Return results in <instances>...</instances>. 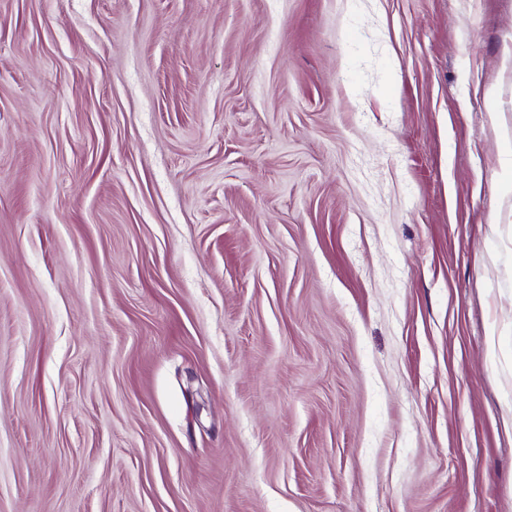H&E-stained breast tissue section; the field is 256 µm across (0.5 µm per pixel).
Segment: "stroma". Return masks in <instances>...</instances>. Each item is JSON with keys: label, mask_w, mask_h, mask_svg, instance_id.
<instances>
[{"label": "stroma", "mask_w": 512, "mask_h": 512, "mask_svg": "<svg viewBox=\"0 0 512 512\" xmlns=\"http://www.w3.org/2000/svg\"><path fill=\"white\" fill-rule=\"evenodd\" d=\"M512 0H0V512H512Z\"/></svg>", "instance_id": "stroma-1"}]
</instances>
